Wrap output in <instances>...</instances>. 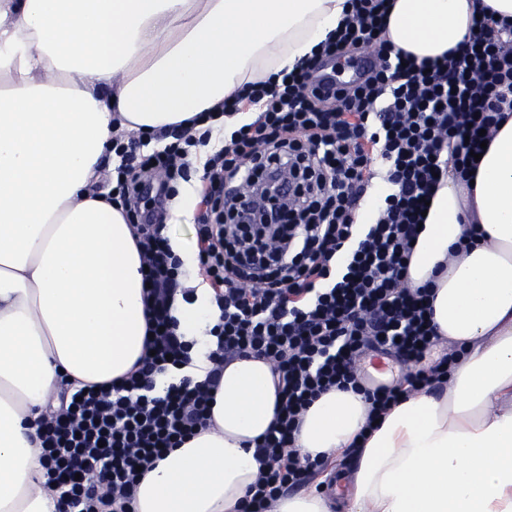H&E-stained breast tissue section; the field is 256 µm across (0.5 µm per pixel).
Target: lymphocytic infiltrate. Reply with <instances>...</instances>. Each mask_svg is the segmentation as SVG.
<instances>
[{
	"label": "lymphocytic infiltrate",
	"mask_w": 512,
	"mask_h": 512,
	"mask_svg": "<svg viewBox=\"0 0 512 512\" xmlns=\"http://www.w3.org/2000/svg\"><path fill=\"white\" fill-rule=\"evenodd\" d=\"M349 4L344 25L286 79L249 84L227 103L256 116L212 146L202 169L192 158L211 146V130L178 125L154 150L143 134L113 138L111 201L124 208L148 267L149 336L129 376L96 392L63 388L56 414L36 420L55 512H134L145 472L209 425L224 366L238 358L269 361L281 399L275 427L254 442L259 468L244 512H272L286 491L317 485L326 460L301 455L293 439L324 392L363 395L376 420L411 392L447 382L454 356L428 359L440 341L432 294L406 287L405 276L426 199L448 172L468 179L483 135L512 112V21L480 6L457 52L418 63L382 35L389 0ZM358 50L376 58L375 70L340 94L322 92L323 64ZM274 167L294 176L295 204L272 223H239L236 188ZM154 173L166 186L155 201L141 183ZM379 175L392 191L373 223H355ZM194 177L204 206L197 260L219 311L202 383L167 377L189 362L193 344L172 314L183 261L165 233L166 202ZM375 358L401 378L371 380Z\"/></svg>",
	"instance_id": "obj_1"
}]
</instances>
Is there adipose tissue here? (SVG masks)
<instances>
[{"label":"adipose tissue","mask_w":512,"mask_h":512,"mask_svg":"<svg viewBox=\"0 0 512 512\" xmlns=\"http://www.w3.org/2000/svg\"><path fill=\"white\" fill-rule=\"evenodd\" d=\"M391 2L388 42L421 61L464 40L476 0ZM349 12L347 0H0V512H54L34 421L62 383H111L144 351L134 228L98 195L113 136L214 110L311 56ZM474 181L442 179L408 270L461 351L447 383L396 404L361 444L362 395L330 390L302 416V453L358 450L348 512H512V118ZM171 246L195 290L172 314L201 381L218 311L195 255ZM277 404L268 363L225 366L213 427L157 461L136 512H241Z\"/></svg>","instance_id":"adipose-tissue-1"}]
</instances>
